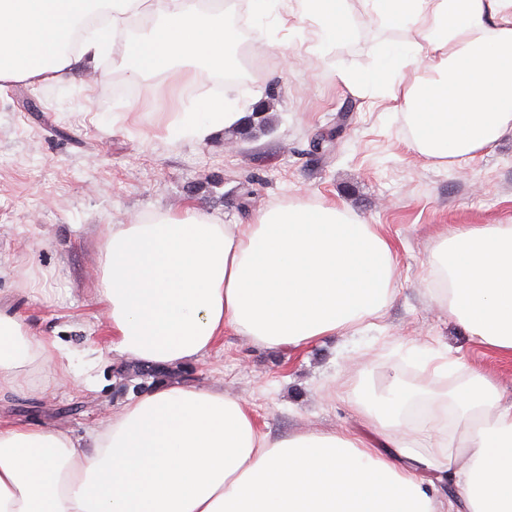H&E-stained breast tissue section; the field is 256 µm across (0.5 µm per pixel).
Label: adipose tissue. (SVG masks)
I'll return each instance as SVG.
<instances>
[{
    "instance_id": "obj_1",
    "label": "adipose tissue",
    "mask_w": 512,
    "mask_h": 512,
    "mask_svg": "<svg viewBox=\"0 0 512 512\" xmlns=\"http://www.w3.org/2000/svg\"><path fill=\"white\" fill-rule=\"evenodd\" d=\"M401 31L351 87L393 84L412 148L440 161L512 139V0H367ZM107 4L105 21L63 52L75 20ZM320 42L349 40L346 0H297ZM144 0H0V81L51 82L109 51ZM157 26L125 45L134 76L229 64L240 35L194 0H153ZM169 135L206 139L243 117L232 96L186 105ZM443 282L432 294L470 333L512 357V224L459 228L434 249ZM104 331L121 354L152 366L195 362L232 329L265 348L354 335L393 294L390 243L347 209L279 204L249 224L161 215L113 224L101 245ZM36 366L66 374L58 336L0 314V395ZM408 392L390 389L357 413L386 436L411 427ZM467 426L465 453L440 434L397 467L351 435L274 438L222 386L162 383L84 436L0 420V512H512V400L475 372L436 397ZM447 472L442 498L418 467Z\"/></svg>"
}]
</instances>
